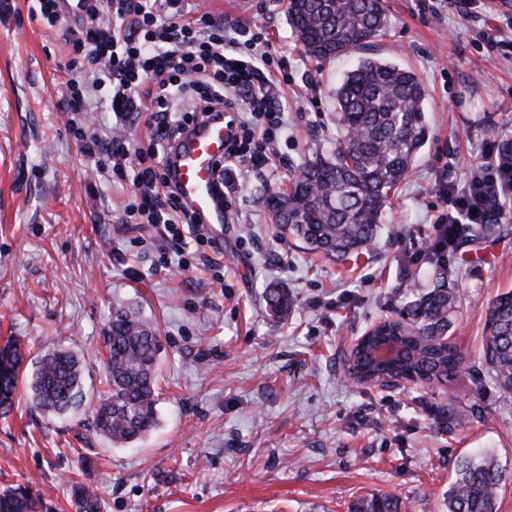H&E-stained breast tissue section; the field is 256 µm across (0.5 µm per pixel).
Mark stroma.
I'll return each mask as SVG.
<instances>
[{
    "instance_id": "1",
    "label": "stroma",
    "mask_w": 512,
    "mask_h": 512,
    "mask_svg": "<svg viewBox=\"0 0 512 512\" xmlns=\"http://www.w3.org/2000/svg\"><path fill=\"white\" fill-rule=\"evenodd\" d=\"M200 12L263 32L286 98L279 155L250 171L224 227V255L187 268L163 251V226L124 222L130 181L99 173L64 112L73 50L32 15L34 0H0V344L28 359L59 345L82 358L90 402L106 389L103 330L136 304L159 326V424L134 444L98 435L88 407L46 417L19 389L0 416V490L31 480L50 512H75L71 479L102 512H348L392 494L408 512H446L456 461L494 453L504 469L499 512H512V393L479 359L491 299L512 289V207L490 237L465 235L448 256L460 293L449 339L463 365L447 384L386 388L344 382L343 346L405 315L433 286L428 249L443 183H465L489 140H512V62L486 60L478 29L453 14L384 0L374 46L332 61L307 57L287 0H197ZM365 56L414 71L426 91L428 141L359 259L333 261L278 233L264 206L305 160L336 141L334 90ZM294 297L270 316L264 290Z\"/></svg>"
}]
</instances>
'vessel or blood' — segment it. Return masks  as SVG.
Segmentation results:
<instances>
[{"label": "vessel or blood", "instance_id": "1", "mask_svg": "<svg viewBox=\"0 0 512 512\" xmlns=\"http://www.w3.org/2000/svg\"><path fill=\"white\" fill-rule=\"evenodd\" d=\"M229 134L220 119L192 127L181 138L174 158V177L181 198L219 241L224 238V210L215 197V169L224 158Z\"/></svg>", "mask_w": 512, "mask_h": 512}]
</instances>
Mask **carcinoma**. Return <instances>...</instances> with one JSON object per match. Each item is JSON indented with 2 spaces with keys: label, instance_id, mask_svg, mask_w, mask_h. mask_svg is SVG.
<instances>
[{
  "label": "carcinoma",
  "instance_id": "obj_1",
  "mask_svg": "<svg viewBox=\"0 0 512 512\" xmlns=\"http://www.w3.org/2000/svg\"><path fill=\"white\" fill-rule=\"evenodd\" d=\"M288 24L303 52L326 61L372 43L385 35L383 0H288ZM336 147L328 157L308 160L295 171L288 188L271 190L265 206L278 232L300 240L305 248L341 262L359 257L378 236L382 212L423 148L428 123L425 89L411 70L365 58L336 86ZM435 287L407 311L405 322L385 320L372 328L356 349L350 369L362 380L414 376L448 380L459 368L460 354L435 338L453 324L459 293L450 271L434 261ZM268 310L286 319L293 300L285 288L266 291ZM487 336L481 352L497 386L512 393V290L499 293L487 313ZM109 389L97 400L96 431L115 446L135 442L158 426L157 378L163 344L159 329L139 310L119 307L104 330ZM22 345L7 339L0 345V412L14 405L25 379L32 407L63 416L84 404L80 359L67 349L49 348L23 373ZM503 468L493 454L468 455L455 465L448 489V512H497ZM76 512H101L97 492L72 483ZM44 497L27 483L0 491V512H44ZM350 512H406L390 494L364 496Z\"/></svg>",
  "mask_w": 512,
  "mask_h": 512
}]
</instances>
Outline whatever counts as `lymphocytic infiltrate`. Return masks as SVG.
<instances>
[{
  "label": "lymphocytic infiltrate",
  "mask_w": 512,
  "mask_h": 512,
  "mask_svg": "<svg viewBox=\"0 0 512 512\" xmlns=\"http://www.w3.org/2000/svg\"><path fill=\"white\" fill-rule=\"evenodd\" d=\"M84 8L80 30H63L74 52L66 67L82 73L81 82L69 88L66 109L90 112V95L105 92L112 125L105 133L79 132L83 154L108 159L113 174L131 177L136 201L124 208V216L163 225L176 247L188 232L211 242L208 226L171 180L172 153L190 127L228 118L233 134L224 150L218 196L227 212L242 173L268 165L284 104L269 57L242 50L243 44H256L260 33L244 43L226 37L223 20L198 14L189 0H85ZM139 119L152 144L147 151L130 148L121 137ZM500 151L499 143H490L487 164L465 185H442L444 208L435 222L432 252L453 248L458 225L498 222L512 192V162H497Z\"/></svg>",
  "instance_id": "1"
}]
</instances>
